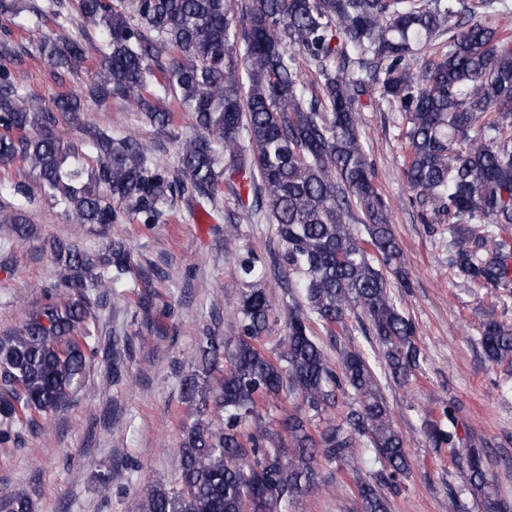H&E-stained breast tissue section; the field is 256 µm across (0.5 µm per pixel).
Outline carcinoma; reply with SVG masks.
Listing matches in <instances>:
<instances>
[{
    "label": "carcinoma",
    "mask_w": 512,
    "mask_h": 512,
    "mask_svg": "<svg viewBox=\"0 0 512 512\" xmlns=\"http://www.w3.org/2000/svg\"><path fill=\"white\" fill-rule=\"evenodd\" d=\"M74 2L78 35L60 43L46 34L31 50L0 40V164L28 170L4 183L11 201H0V224L27 236L23 207L42 197L73 224H114L122 209L159 224L176 199L211 198L230 172L246 181L251 207L275 226L283 262L299 277L301 299L288 292L284 336L267 348L273 304L262 274L243 266L251 282L235 344L202 337V371L182 384L191 422L177 449L180 489L153 488L138 512H293L321 485V463L361 453L372 467L354 478L353 510L391 512L411 471L407 440L367 354L344 349L333 366L313 332L321 325L334 345L355 314L394 381L410 382L420 367L416 327L384 273L402 265V248L373 183L353 90L370 79L405 114V175L427 221L448 225L450 263L480 285L512 284V239L479 230L512 225V27L496 18L512 9L503 2L496 15L463 20L459 0H249L240 12L230 0H0V15L25 12L36 26L50 16L65 31ZM445 34V51L411 63ZM33 51L54 72L99 57L89 97L130 103L162 131L172 124L169 100L192 113L194 131L172 133L178 169L160 165L150 142L89 121L81 94L22 106L19 72ZM304 65L324 96L305 97ZM62 122L80 130L88 153L58 137ZM355 209L362 235L350 224ZM52 253L59 288L0 336L1 445L69 403L96 360L119 376L130 351L88 328L131 272L130 247L114 240L97 255L57 241ZM480 343L489 361L512 364L511 326L487 319ZM283 396L297 411L276 425L259 407ZM340 396L351 398L341 421L314 425ZM209 405L217 418L204 414ZM425 434L437 448L455 447L456 432L436 421ZM462 463L482 512H512L487 479L483 449H468Z\"/></svg>",
    "instance_id": "cac0c4a2"
}]
</instances>
